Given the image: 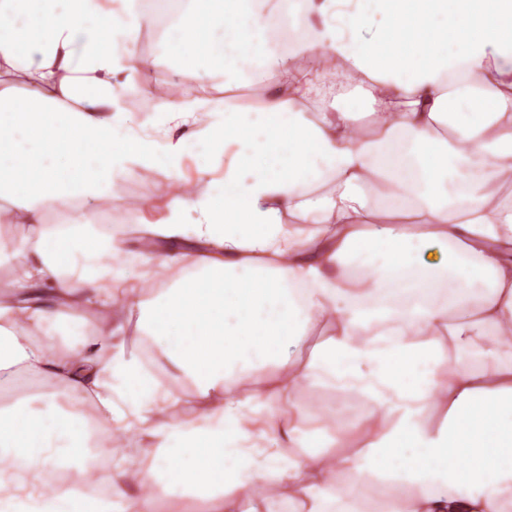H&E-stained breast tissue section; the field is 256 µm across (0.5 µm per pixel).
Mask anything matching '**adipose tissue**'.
I'll list each match as a JSON object with an SVG mask.
<instances>
[{
    "instance_id": "adipose-tissue-1",
    "label": "adipose tissue",
    "mask_w": 512,
    "mask_h": 512,
    "mask_svg": "<svg viewBox=\"0 0 512 512\" xmlns=\"http://www.w3.org/2000/svg\"><path fill=\"white\" fill-rule=\"evenodd\" d=\"M203 3L174 0L198 45L138 113L154 12L0 0V233L25 231L0 286V505L512 512V12ZM228 31L255 63L235 81L277 77L248 112L204 91ZM146 170L168 193L100 223ZM327 391L361 406L329 438Z\"/></svg>"
}]
</instances>
